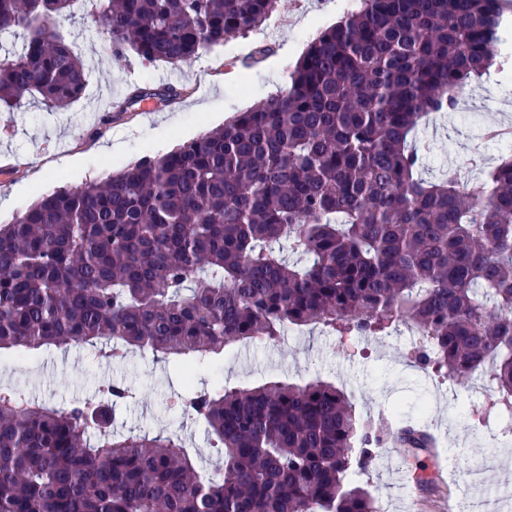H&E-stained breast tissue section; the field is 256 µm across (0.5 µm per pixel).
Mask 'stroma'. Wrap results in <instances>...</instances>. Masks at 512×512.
Instances as JSON below:
<instances>
[{"label":"stroma","mask_w":512,"mask_h":512,"mask_svg":"<svg viewBox=\"0 0 512 512\" xmlns=\"http://www.w3.org/2000/svg\"><path fill=\"white\" fill-rule=\"evenodd\" d=\"M75 17L62 21V32L74 40L89 69L83 98L63 110H50L33 99L20 108L0 112V224L60 186L79 187L144 157L164 154L176 145L223 126L235 113L266 99L283 85L312 36L338 21L342 0H287L286 23L264 25L257 33L234 37L191 65L175 69L151 64L127 51H104L106 42L89 0H78ZM269 53L255 57L258 45ZM170 82L186 86L187 95L150 111L127 113L122 121L104 123L109 102L147 84ZM459 111L437 115L420 129L421 142L431 151L425 177H463L473 157L496 165L503 149L476 137L479 128L512 123V72L492 75L468 86ZM417 341L408 327L374 339L342 340L317 328L291 330L275 344L238 345L224 357L200 367L195 381L248 388L271 379L301 382L320 378L343 389L362 415L392 428L400 418L415 416L419 401L433 410L428 423L442 446L434 460L452 496L423 502L415 481V460L397 439H388L360 480L367 484L384 512H448L451 501L472 502L476 512H512V437L495 423L475 426L449 404L468 400L455 382L414 366L409 351ZM108 381L134 389L135 401L118 409L113 428L182 438L200 466H213L217 455L206 427L184 416L174 405L183 389L175 363L151 349L106 359L88 348L0 353V388L21 392L38 404L64 407L98 396Z\"/></svg>","instance_id":"obj_1"}]
</instances>
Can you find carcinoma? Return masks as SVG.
I'll list each match as a JSON object with an SVG mask.
<instances>
[{
	"label": "carcinoma",
	"mask_w": 512,
	"mask_h": 512,
	"mask_svg": "<svg viewBox=\"0 0 512 512\" xmlns=\"http://www.w3.org/2000/svg\"><path fill=\"white\" fill-rule=\"evenodd\" d=\"M74 0H0V106L78 100L86 64L57 28ZM281 0H96L108 44L177 68ZM502 0H361L313 37L285 86L224 127L0 225V351L149 348L195 367L310 324L341 338L421 336L417 367L480 372L484 418L512 415V154L458 181L422 177L417 129L505 68ZM187 94L148 86L107 112ZM65 409L0 390V512H374L355 481L385 443L321 379L190 387L175 405L224 449L207 480L164 433L94 423L136 399L102 385ZM399 442L435 447L425 427Z\"/></svg>",
	"instance_id": "obj_1"
}]
</instances>
